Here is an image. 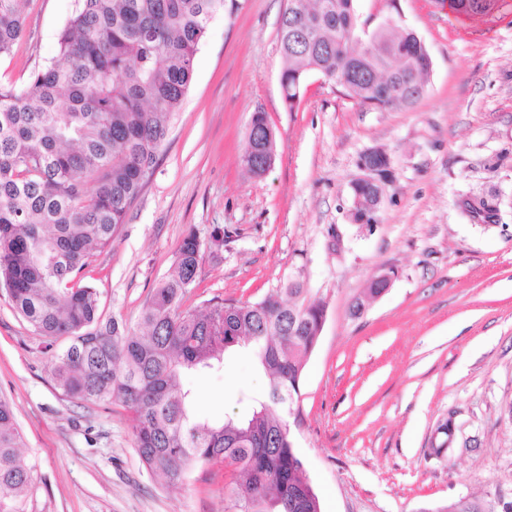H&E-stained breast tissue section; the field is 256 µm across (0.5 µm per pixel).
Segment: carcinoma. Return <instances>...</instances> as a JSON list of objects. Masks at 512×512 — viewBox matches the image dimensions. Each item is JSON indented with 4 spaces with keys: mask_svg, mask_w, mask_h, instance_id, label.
Wrapping results in <instances>:
<instances>
[{
    "mask_svg": "<svg viewBox=\"0 0 512 512\" xmlns=\"http://www.w3.org/2000/svg\"><path fill=\"white\" fill-rule=\"evenodd\" d=\"M498 3L448 0V9L483 15ZM222 9L224 0H75L58 37L61 61L34 71L23 91L0 83V290L38 337L65 396L130 412L147 469L178 485L200 466L224 465L242 480L224 512H321L287 416L323 327L322 302L290 282L256 302L213 297L183 308L202 260L192 233L144 304L142 331L104 319L86 280L94 252L111 244L153 168L208 23ZM357 17L355 0H288L279 40L289 104L312 72L378 109L423 99L431 57L421 39L405 27L382 28L358 51L350 30ZM23 32L22 0H0V59ZM251 124L259 153L241 162L256 175L276 141L268 140L265 113ZM379 188L351 187L355 220L375 211ZM64 336L70 344L56 349ZM238 348L269 375L267 391L241 418L198 420L182 377L223 368L225 353ZM22 447L12 406L0 396V512H31L35 465ZM441 512L494 508L461 497Z\"/></svg>",
    "mask_w": 512,
    "mask_h": 512,
    "instance_id": "cac0c4a2",
    "label": "carcinoma"
}]
</instances>
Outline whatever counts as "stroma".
<instances>
[{
	"label": "stroma",
	"instance_id": "35a3bbf8",
	"mask_svg": "<svg viewBox=\"0 0 512 512\" xmlns=\"http://www.w3.org/2000/svg\"><path fill=\"white\" fill-rule=\"evenodd\" d=\"M74 0H26L25 29L0 82L25 89L57 56ZM286 0H227L199 46L194 79L91 281L104 318L137 326L188 234L208 245L184 300L257 301L288 281L322 301L325 320L288 417L321 512H438L469 496L512 502V0L464 16L448 0H357L375 31L400 18L432 61L413 108L358 103L309 75L288 106L278 38ZM276 134L269 171L243 168L253 113ZM391 175L372 228L354 221L362 156ZM393 277L377 299L369 283ZM361 314H354L357 300ZM202 420L237 417L269 386L248 354L185 376ZM0 394L35 464L33 512H224L219 465L181 485L148 470L130 413L80 404L55 387L49 357L0 296ZM451 421L443 457L438 425Z\"/></svg>",
	"mask_w": 512,
	"mask_h": 512
}]
</instances>
